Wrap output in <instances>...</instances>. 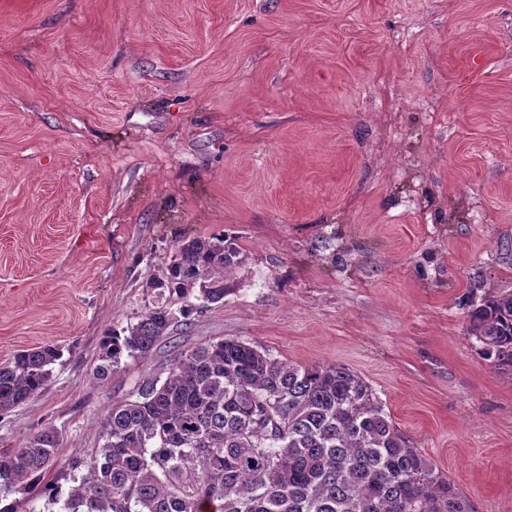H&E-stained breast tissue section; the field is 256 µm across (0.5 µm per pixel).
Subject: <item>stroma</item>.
Segmentation results:
<instances>
[{
  "mask_svg": "<svg viewBox=\"0 0 512 512\" xmlns=\"http://www.w3.org/2000/svg\"><path fill=\"white\" fill-rule=\"evenodd\" d=\"M228 292L93 376L188 237ZM512 296V0H0V364L53 345L0 415L99 447L177 351L239 338L363 378L474 512H512V369L469 331Z\"/></svg>",
  "mask_w": 512,
  "mask_h": 512,
  "instance_id": "stroma-1",
  "label": "stroma"
}]
</instances>
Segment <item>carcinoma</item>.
<instances>
[{
	"mask_svg": "<svg viewBox=\"0 0 512 512\" xmlns=\"http://www.w3.org/2000/svg\"><path fill=\"white\" fill-rule=\"evenodd\" d=\"M241 261L224 234L189 239L151 287H197L217 303L224 273ZM175 320L162 305L103 337L97 379L124 358H149ZM471 321L482 354L512 368V296L484 299ZM59 357L45 345L1 364L0 412L42 393ZM100 433L101 447L64 464L67 493L38 487L58 462L51 426L0 456V485L38 491L43 512H472L357 374L294 365L238 338L181 352L166 377L138 382L133 399L109 406Z\"/></svg>",
	"mask_w": 512,
	"mask_h": 512,
	"instance_id": "cac0c4a2",
	"label": "carcinoma"
}]
</instances>
